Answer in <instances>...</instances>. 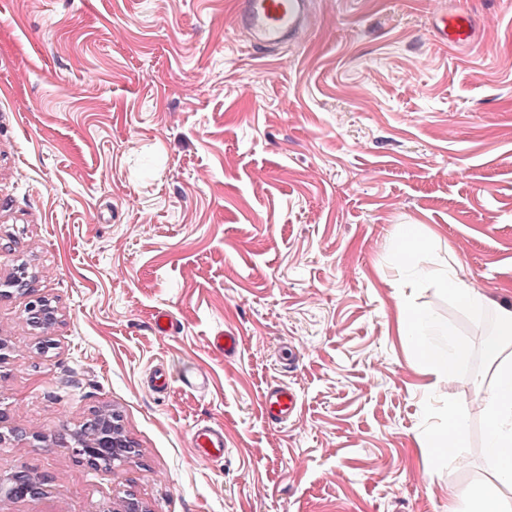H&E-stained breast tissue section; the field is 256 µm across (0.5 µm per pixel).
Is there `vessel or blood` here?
<instances>
[{"label": "vessel or blood", "mask_w": 512, "mask_h": 512, "mask_svg": "<svg viewBox=\"0 0 512 512\" xmlns=\"http://www.w3.org/2000/svg\"><path fill=\"white\" fill-rule=\"evenodd\" d=\"M313 0H233L239 28L250 31L254 44L276 45L295 38L304 30L312 12ZM436 36L444 44L464 46L475 35L474 22L466 5L456 9H436L432 15ZM298 396L279 383L264 394V412L269 422L281 424L297 409ZM191 441L199 457L219 458L224 454V434L209 425H195Z\"/></svg>", "instance_id": "vessel-or-blood-1"}]
</instances>
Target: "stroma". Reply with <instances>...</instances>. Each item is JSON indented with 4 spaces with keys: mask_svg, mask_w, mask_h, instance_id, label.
Instances as JSON below:
<instances>
[{
    "mask_svg": "<svg viewBox=\"0 0 512 512\" xmlns=\"http://www.w3.org/2000/svg\"><path fill=\"white\" fill-rule=\"evenodd\" d=\"M433 5L319 0L269 55L230 0H0V280L26 265L60 317L44 354L27 296L0 299V473L49 478L0 512L130 490L152 512H446L449 486L495 491L471 403L488 319L407 285L398 233L512 304V0H469L465 50L436 40ZM408 304L467 338L450 385L400 336ZM199 371L205 391L179 386ZM280 382L299 408L274 424ZM450 409L468 434L446 462L424 439ZM102 410L138 450L111 471L27 439ZM197 423L223 458H199ZM298 396L288 384L271 385L264 394V412L269 422L281 424L288 421L297 409ZM191 441L203 459L224 456V434L212 426L196 424L191 430Z\"/></svg>",
    "mask_w": 512,
    "mask_h": 512,
    "instance_id": "1",
    "label": "stroma"
}]
</instances>
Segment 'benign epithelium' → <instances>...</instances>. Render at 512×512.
I'll list each match as a JSON object with an SVG mask.
<instances>
[{"instance_id": "7a95c632", "label": "benign epithelium", "mask_w": 512, "mask_h": 512, "mask_svg": "<svg viewBox=\"0 0 512 512\" xmlns=\"http://www.w3.org/2000/svg\"><path fill=\"white\" fill-rule=\"evenodd\" d=\"M21 291L30 295L25 307V314L33 326L40 329L45 325L53 326L57 322V311L47 299L34 294L28 287L25 276L16 275L8 280L0 281V297H8L12 291ZM70 440L62 443L71 448L73 454L98 468L104 459L121 460L132 458L127 449L133 447L127 439L121 420L114 412L101 413L91 419L87 428H79L69 433ZM45 492V478L20 469L0 477V503L37 498ZM107 512H151L149 506L129 493L121 499L119 507Z\"/></svg>"}]
</instances>
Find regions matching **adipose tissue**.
<instances>
[{
  "mask_svg": "<svg viewBox=\"0 0 512 512\" xmlns=\"http://www.w3.org/2000/svg\"><path fill=\"white\" fill-rule=\"evenodd\" d=\"M401 267L407 270L410 281L438 276L452 298L472 312L483 310L487 298L459 278L455 268L438 272L420 266L414 253L421 243L415 236L403 233L399 236ZM434 318L427 312L406 308L402 336L413 342L420 362L434 375L436 382L453 379L456 365L466 358L469 346L465 339L449 335L444 347L434 346L430 338L437 333ZM485 356L493 376V384L479 388L474 403L485 411L484 449L493 460L495 480L512 487V307H498L497 330L485 344ZM447 512H512V498L501 497L480 486L455 487L448 491Z\"/></svg>",
  "mask_w": 512,
  "mask_h": 512,
  "instance_id": "adipose-tissue-1",
  "label": "adipose tissue"
}]
</instances>
